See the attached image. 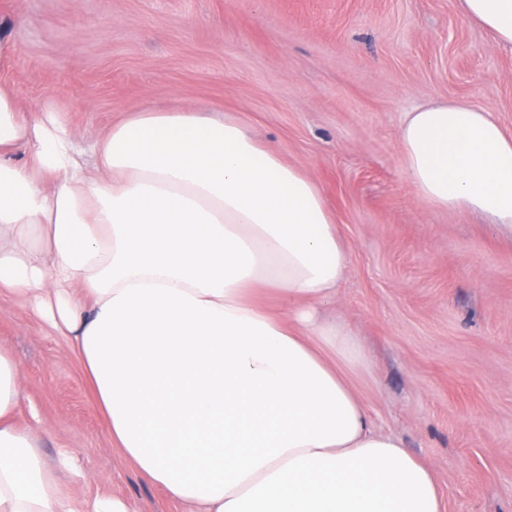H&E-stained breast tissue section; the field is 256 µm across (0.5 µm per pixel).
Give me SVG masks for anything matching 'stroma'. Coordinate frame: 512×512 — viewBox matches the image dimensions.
<instances>
[{
    "instance_id": "obj_1",
    "label": "stroma",
    "mask_w": 512,
    "mask_h": 512,
    "mask_svg": "<svg viewBox=\"0 0 512 512\" xmlns=\"http://www.w3.org/2000/svg\"><path fill=\"white\" fill-rule=\"evenodd\" d=\"M0 85L88 139L150 106L229 112L319 185L349 263L330 311L360 337L376 430L430 464L447 512H512V236L416 195L407 112L464 100L512 132V50L459 0H0ZM17 420L69 452L79 498L188 512L125 461L64 337L0 301Z\"/></svg>"
}]
</instances>
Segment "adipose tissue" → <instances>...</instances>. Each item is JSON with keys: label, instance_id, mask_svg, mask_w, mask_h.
Here are the masks:
<instances>
[{"label": "adipose tissue", "instance_id": "adipose-tissue-1", "mask_svg": "<svg viewBox=\"0 0 512 512\" xmlns=\"http://www.w3.org/2000/svg\"><path fill=\"white\" fill-rule=\"evenodd\" d=\"M460 3L512 46V0ZM399 141L419 197L512 233L492 112L432 102ZM348 262L317 183L236 116L143 107L84 145L0 86V294L53 321L113 446L195 512H446L432 468L375 430L366 352L325 313ZM22 393L0 352V512H129L69 494L72 458L16 422Z\"/></svg>", "mask_w": 512, "mask_h": 512}]
</instances>
